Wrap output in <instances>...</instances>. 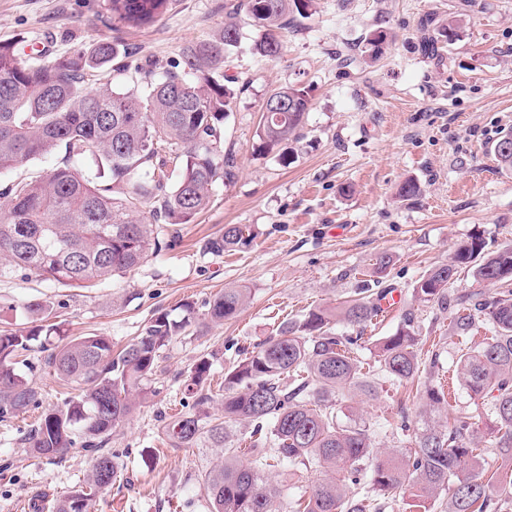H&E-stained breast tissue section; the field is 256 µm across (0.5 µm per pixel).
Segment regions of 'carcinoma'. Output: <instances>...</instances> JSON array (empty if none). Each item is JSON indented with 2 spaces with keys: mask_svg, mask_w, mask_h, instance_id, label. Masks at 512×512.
Here are the masks:
<instances>
[{
  "mask_svg": "<svg viewBox=\"0 0 512 512\" xmlns=\"http://www.w3.org/2000/svg\"><path fill=\"white\" fill-rule=\"evenodd\" d=\"M169 0H107L112 22L142 25L158 18ZM315 0H243L229 4L218 39L189 48L175 69L158 75L133 62L135 52L108 38L51 59L25 61L15 42H0V172L58 149L62 165L0 187V278L16 273L87 288L139 266L159 249L161 224H189L210 203L213 188L233 176L224 156V121L235 92L226 84L224 56L241 40L234 18L246 11L260 31L253 50L274 60L283 33L313 15ZM460 15L437 27L425 50L451 42ZM389 34L379 27L366 38L370 59L383 54ZM131 74L127 86L111 78L85 87L88 72ZM272 96L288 102L283 112L262 116L255 151L280 150L299 142L309 111L308 91L281 87ZM492 151L512 168V133L500 136ZM95 156L97 172L86 175L78 162ZM249 242L243 227L228 224L208 242L222 253ZM475 280L499 284L491 299L457 308L452 330L464 334L477 323L495 336L467 348L458 361L460 387L473 398L490 399L498 457L512 460V249L488 251L475 235L451 261L427 271L413 291L448 309V283L458 269ZM244 288H226L200 311L183 305L176 318L162 313L143 334L118 352L101 335L62 336L48 323L49 306L28 302L31 326L0 333V418L26 413L40 392L18 370L19 358L34 347L52 348L49 373L75 394L44 412L25 438L34 452L62 458L79 446L95 455L87 478L52 500L48 512H97L101 493L120 477L115 455L103 452L112 433L151 393L160 354L201 324H220L243 309ZM378 313L369 296L345 301L340 332L332 314L311 311L288 320L275 336L224 369L222 411H211L213 362L200 357L185 379L194 398L191 409L170 417L163 434L171 448H216L217 462L206 472L203 490L208 512H281L280 488L265 478L276 463L283 469L316 466L320 478L297 512H370L377 498L395 500L409 492L420 506L448 496L446 512H485L491 495L512 494V472L487 473L480 463L479 424L462 411L448 410L444 387L424 385L423 407L413 446L401 455L374 451L371 427L342 421L340 395L370 396L380 377L414 381L420 363L413 318L373 344L377 365L364 373L357 359L361 328ZM249 431L253 459L239 455Z\"/></svg>",
  "mask_w": 512,
  "mask_h": 512,
  "instance_id": "carcinoma-1",
  "label": "carcinoma"
}]
</instances>
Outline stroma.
I'll return each instance as SVG.
<instances>
[{"label": "stroma", "mask_w": 512, "mask_h": 512, "mask_svg": "<svg viewBox=\"0 0 512 512\" xmlns=\"http://www.w3.org/2000/svg\"><path fill=\"white\" fill-rule=\"evenodd\" d=\"M228 0H169L167 11L138 28L116 27L105 0H0V41L17 42L22 57H54L109 37L136 48L143 63L170 69L183 51L224 27ZM467 24L438 59L424 57L427 17ZM240 46L224 60L236 106L224 122V152L232 179L218 184L209 206L190 224L163 225L161 251L96 288H73L36 277L0 279V329L22 328L23 305L48 304L60 334L108 337L120 349L141 336L157 313L185 302L203 306L228 287L250 291L238 315L176 341L165 352L153 393L112 434L107 451L122 467L102 495L98 512H207L202 473L208 448L171 449L164 420L184 402L183 379L200 356L213 361L215 381L234 359L228 341L253 349L284 320L316 308L334 309L360 288L396 294V309L379 312L365 328L370 339L391 335L413 315L423 374L441 380L449 403L491 422L486 400L471 399L453 379L460 349L492 335L477 325L450 330L452 311L419 300L415 282L448 263L472 234L489 250L512 247V169L491 146L512 131V0H317V13L295 22L275 60L252 51L260 33L239 15ZM392 40L364 63V39L377 27ZM39 48H32V41ZM308 89L310 110L289 163L253 151L262 105L275 89ZM415 181L419 194L401 199ZM250 235L248 245L220 254L207 248L225 225ZM385 271H377L380 256ZM46 351L27 355L24 375L41 393L39 407L0 420V512H38L39 505L81 483L92 454L71 449L63 460L28 451L23 439L42 410L62 403L68 388L47 374ZM423 385L381 380L374 396L352 402L371 425L378 451L404 450L402 417H415Z\"/></svg>", "instance_id": "stroma-1"}]
</instances>
